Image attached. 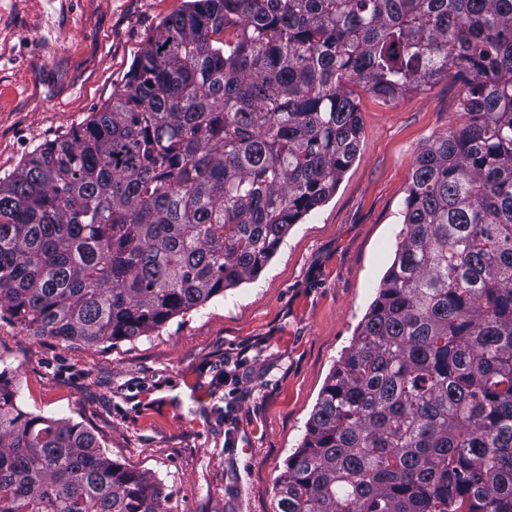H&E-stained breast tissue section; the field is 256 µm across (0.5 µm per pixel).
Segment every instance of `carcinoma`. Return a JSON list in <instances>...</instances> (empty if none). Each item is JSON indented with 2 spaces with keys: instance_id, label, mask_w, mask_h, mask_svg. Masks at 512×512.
Wrapping results in <instances>:
<instances>
[{
  "instance_id": "cac0c4a2",
  "label": "carcinoma",
  "mask_w": 512,
  "mask_h": 512,
  "mask_svg": "<svg viewBox=\"0 0 512 512\" xmlns=\"http://www.w3.org/2000/svg\"><path fill=\"white\" fill-rule=\"evenodd\" d=\"M450 74L467 121L417 154L350 351L276 512H512V0H186L104 111L0 179V313L130 339L257 274L352 164L354 84ZM0 370V512H171Z\"/></svg>"
}]
</instances>
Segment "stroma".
Segmentation results:
<instances>
[{"label": "stroma", "instance_id": "stroma-1", "mask_svg": "<svg viewBox=\"0 0 512 512\" xmlns=\"http://www.w3.org/2000/svg\"><path fill=\"white\" fill-rule=\"evenodd\" d=\"M183 3L0 0V178L103 111ZM464 90L454 76L391 101L357 90L360 141L335 193L255 277L158 330L88 347L0 318L21 408L93 431L172 512H275V481L394 259L415 158L463 122Z\"/></svg>", "mask_w": 512, "mask_h": 512}]
</instances>
